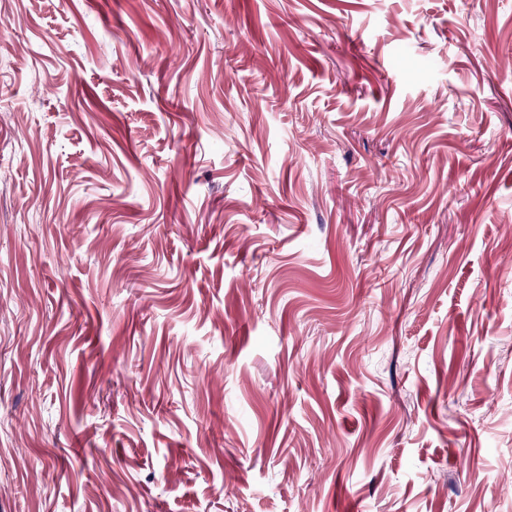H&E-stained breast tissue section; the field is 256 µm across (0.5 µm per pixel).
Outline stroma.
<instances>
[{
    "label": "stroma",
    "mask_w": 512,
    "mask_h": 512,
    "mask_svg": "<svg viewBox=\"0 0 512 512\" xmlns=\"http://www.w3.org/2000/svg\"><path fill=\"white\" fill-rule=\"evenodd\" d=\"M0 512H512V0H11Z\"/></svg>",
    "instance_id": "stroma-1"
}]
</instances>
